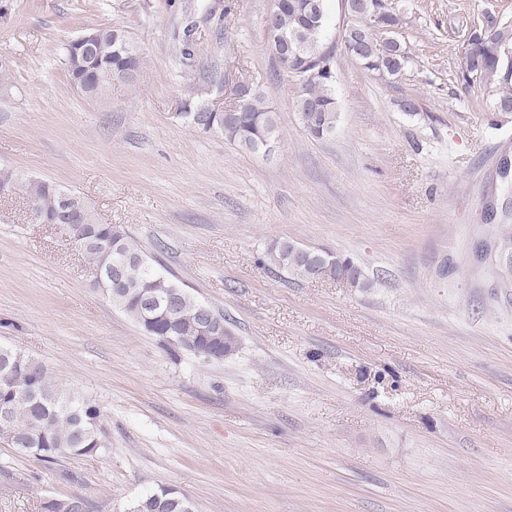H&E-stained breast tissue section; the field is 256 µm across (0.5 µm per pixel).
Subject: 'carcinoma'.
<instances>
[{"mask_svg":"<svg viewBox=\"0 0 512 512\" xmlns=\"http://www.w3.org/2000/svg\"><path fill=\"white\" fill-rule=\"evenodd\" d=\"M326 0H283L274 16V26L265 31L268 49L275 46V36L296 33L301 44L296 55L276 58L278 76L297 83L294 108L305 131L315 138L331 134L338 121L334 90L335 55L325 46L328 25ZM351 16L342 27L341 44L345 55L353 56L361 68L386 84L401 79L414 59L402 29L405 17L388 0H349ZM477 28L484 36L473 48L461 46L455 55L457 77L465 86H478L488 93L492 112H512V78L505 75L499 49L512 45V21L501 11L484 10L465 21L463 27ZM96 35L94 50L75 55L72 45L65 46L64 65L72 83L91 82L81 87L89 97L103 98L112 82L135 75L141 56L124 31L110 26L91 28ZM180 54L186 64L197 57L190 28L182 29ZM204 93L196 94L185 114L191 124L206 131L216 129L229 142L258 153L266 142L279 136L274 110L264 95L242 84L230 111L215 112ZM19 185L22 197L38 202L53 219L57 192L61 186L42 179H21L14 170L0 167V185ZM70 233L81 252L94 267L109 271L112 266L141 253L132 245L126 228L120 224H102L95 212L84 206V222L70 225ZM316 248L278 242L266 253V261L294 277L313 279L315 270L309 255ZM329 276L343 279L351 288L370 287L362 269L349 258H339ZM113 306L126 314L140 331L155 338L168 349L194 352L202 342L197 316L199 300L189 295L153 260L147 258L139 271L121 282L107 279L95 284ZM7 415L16 434L14 447L40 461L60 457L89 456L103 447L99 436L102 412L93 402L76 395L47 367L34 358L14 352L8 366L0 365V416ZM159 496L184 499L171 488L148 491L133 499L125 512H140L141 502ZM41 512H99V505L74 494L45 499Z\"/></svg>","mask_w":512,"mask_h":512,"instance_id":"obj_1","label":"carcinoma"}]
</instances>
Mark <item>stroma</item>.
Here are the masks:
<instances>
[{
	"label": "stroma",
	"instance_id": "35a3bbf8",
	"mask_svg": "<svg viewBox=\"0 0 512 512\" xmlns=\"http://www.w3.org/2000/svg\"><path fill=\"white\" fill-rule=\"evenodd\" d=\"M210 2L0 0V166L124 225L238 339L221 361L168 353L93 288L63 227L0 199V344L96 403L106 443L46 462L0 440V512L74 493L124 512L159 487L197 512H512V112H486L454 72L461 16L504 0H391L415 59L392 86L343 54L342 2L326 0L339 119L320 139L266 47L273 0H222L219 23ZM189 19L192 67L176 40ZM106 25L142 62L91 99L64 45ZM235 79L277 114L269 153L183 116L195 89L222 102ZM285 240L352 259L372 288L263 263Z\"/></svg>",
	"mask_w": 512,
	"mask_h": 512
}]
</instances>
